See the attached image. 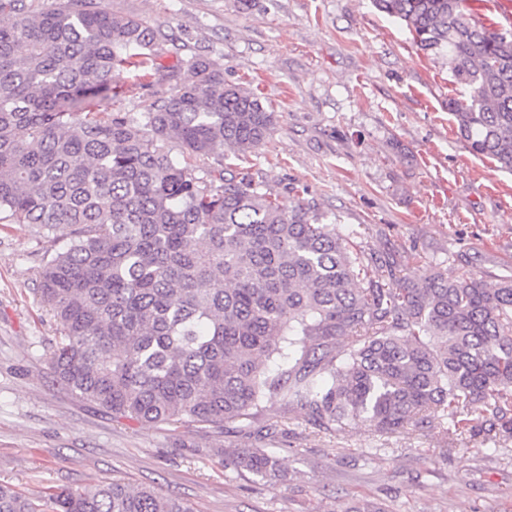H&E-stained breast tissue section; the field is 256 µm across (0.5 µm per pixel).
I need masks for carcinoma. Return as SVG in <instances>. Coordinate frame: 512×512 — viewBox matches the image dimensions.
<instances>
[{
  "instance_id": "carcinoma-1",
  "label": "carcinoma",
  "mask_w": 512,
  "mask_h": 512,
  "mask_svg": "<svg viewBox=\"0 0 512 512\" xmlns=\"http://www.w3.org/2000/svg\"><path fill=\"white\" fill-rule=\"evenodd\" d=\"M22 2L0 0L12 14L0 21V216L65 242L37 288L57 323L49 367L62 387L137 422L221 431L279 398L326 430L414 420L453 436L481 421L512 437V279L431 267L410 280L353 250L315 200L287 210L249 175L224 177V157L251 152L275 121L224 66L194 57L162 74L165 36L146 23L98 0L37 13ZM373 2L420 51L448 58L469 92L448 104L457 133L512 171V32L475 20L469 0ZM129 70L173 83L137 118L107 111ZM211 156L202 176L189 163ZM274 356L288 368L270 376ZM224 466L280 474L254 446ZM0 512L193 509L114 480L37 499L0 484Z\"/></svg>"
}]
</instances>
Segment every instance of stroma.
<instances>
[{"label": "stroma", "instance_id": "stroma-1", "mask_svg": "<svg viewBox=\"0 0 512 512\" xmlns=\"http://www.w3.org/2000/svg\"><path fill=\"white\" fill-rule=\"evenodd\" d=\"M167 38L173 67L194 56L256 90L276 114L263 144L241 162L287 208L313 198L355 249L393 257L409 276L457 255L487 284L512 278V172L473 156L455 133L449 99L466 97L448 60L417 50L372 0H101ZM110 111L137 114L170 84L139 85ZM54 236L0 221V483L26 495L119 480L188 501L195 512H512V438L486 434L447 447L439 429L380 434L356 419L323 430L274 398L252 421L223 431L195 423H132L59 385L48 364L56 335L36 298ZM188 436L192 447L175 445ZM258 445L279 461L267 479L220 464Z\"/></svg>", "mask_w": 512, "mask_h": 512}]
</instances>
